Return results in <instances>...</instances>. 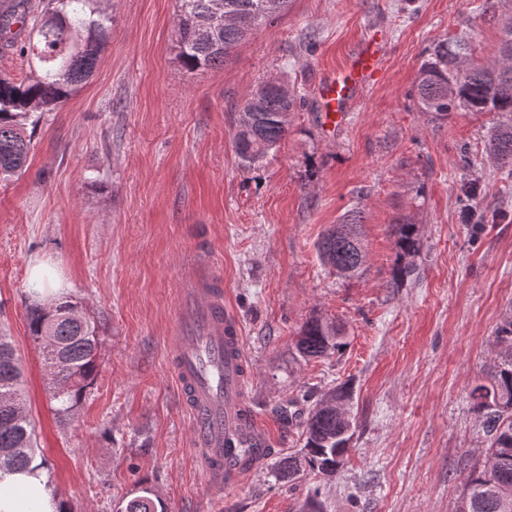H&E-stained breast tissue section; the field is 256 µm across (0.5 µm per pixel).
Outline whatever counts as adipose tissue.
I'll list each match as a JSON object with an SVG mask.
<instances>
[{
	"label": "adipose tissue",
	"instance_id": "1",
	"mask_svg": "<svg viewBox=\"0 0 512 512\" xmlns=\"http://www.w3.org/2000/svg\"><path fill=\"white\" fill-rule=\"evenodd\" d=\"M64 505L40 460L22 470L0 469V512H62Z\"/></svg>",
	"mask_w": 512,
	"mask_h": 512
}]
</instances>
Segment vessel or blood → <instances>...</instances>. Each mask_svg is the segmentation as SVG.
I'll return each instance as SVG.
<instances>
[{
	"label": "vessel or blood",
	"mask_w": 512,
	"mask_h": 512,
	"mask_svg": "<svg viewBox=\"0 0 512 512\" xmlns=\"http://www.w3.org/2000/svg\"><path fill=\"white\" fill-rule=\"evenodd\" d=\"M382 49L370 39L346 68L325 80L319 90L326 121L340 125L361 89L381 71ZM178 326L181 339L172 368L187 394L192 444L204 464L210 488L226 490L250 475L264 450L242 419L246 366L243 338L220 292L201 279L189 284Z\"/></svg>",
	"instance_id": "b4317fda"
}]
</instances>
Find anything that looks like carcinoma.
Segmentation results:
<instances>
[{
	"label": "carcinoma",
	"mask_w": 512,
	"mask_h": 512,
	"mask_svg": "<svg viewBox=\"0 0 512 512\" xmlns=\"http://www.w3.org/2000/svg\"><path fill=\"white\" fill-rule=\"evenodd\" d=\"M217 0H177L176 58L189 70L221 66L230 52L252 34L267 28L289 0H223L224 20L215 13ZM19 30H13V26ZM30 37L18 41L20 31ZM112 30V13L104 0H14L0 14V41L19 46V56L34 58L41 73L16 80L0 73V176H19L34 148L26 126L37 127L36 113L50 112L67 102L94 71ZM475 40L463 33L431 44L422 55L413 97L419 111L438 120L454 112H498L505 120L492 127L487 149L500 168L512 167V15L501 22L498 44L480 61ZM304 98L269 79L238 105L251 121L235 122L232 142L238 166L258 170L288 136L291 124L281 118L303 106ZM362 216L348 211L317 245L322 264L351 279L364 271L367 254L361 236ZM399 259L420 252L417 225L406 220L392 227ZM33 341L56 338L58 358L45 356L51 376V398L60 418L70 417L92 387L98 372V326L82 315L79 302L29 308ZM495 369L487 382L473 387V410L489 441L486 460L468 475L456 512H512V319L495 331ZM345 346L340 328L318 317L309 318L295 343L299 357L309 360L333 355ZM327 399L341 408L316 402L302 422V458L288 456L280 475L290 477L302 467L330 480L343 466L348 448L339 436L354 425L352 391L331 389ZM38 448L35 427L23 398L22 367L11 337L0 333V468L23 469ZM161 503L148 488L121 506L123 512H158Z\"/></svg>",
	"instance_id": "obj_1"
}]
</instances>
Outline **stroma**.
Listing matches in <instances>:
<instances>
[{
  "mask_svg": "<svg viewBox=\"0 0 512 512\" xmlns=\"http://www.w3.org/2000/svg\"><path fill=\"white\" fill-rule=\"evenodd\" d=\"M483 0H290L287 12L195 72L176 59V0H110L112 32L92 75L41 115L24 174L0 180V329L24 365L38 454L68 512H113L151 488L166 512H455L488 441L471 391L512 317V191L501 190L486 136L496 113L419 112L411 91L424 50L468 27L478 55L497 43ZM383 69L336 133L324 130L318 84L370 35ZM279 78L305 105L263 167L232 145L236 106ZM477 164L459 167L461 152ZM477 208L481 221L462 213ZM360 209L361 277L328 272L316 245ZM417 224L421 253L394 281L396 219ZM44 262L61 295L99 327L98 374L69 418L48 392L28 308ZM223 292L241 326L247 405L272 458L240 485L209 490L174 376L171 326L187 279ZM313 315L344 348L293 359ZM349 383L356 425L335 479L279 478L297 454L300 420L278 408Z\"/></svg>",
  "mask_w": 512,
  "mask_h": 512,
  "instance_id": "1",
  "label": "stroma"
}]
</instances>
